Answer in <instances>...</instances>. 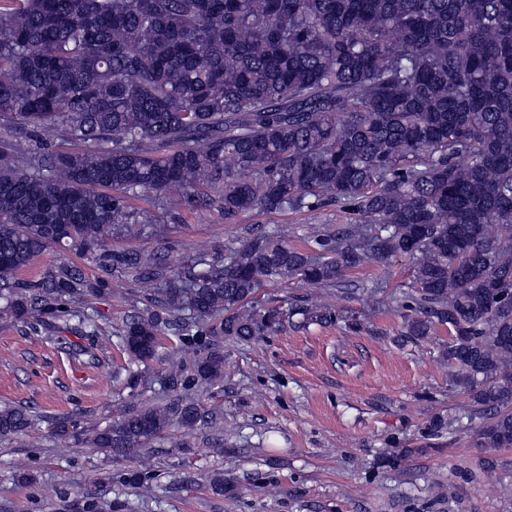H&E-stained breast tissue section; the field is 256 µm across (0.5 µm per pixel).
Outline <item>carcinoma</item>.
Returning <instances> with one entry per match:
<instances>
[{"instance_id":"1","label":"carcinoma","mask_w":512,"mask_h":512,"mask_svg":"<svg viewBox=\"0 0 512 512\" xmlns=\"http://www.w3.org/2000/svg\"><path fill=\"white\" fill-rule=\"evenodd\" d=\"M0 303L20 316L87 320L98 284L61 262L24 280L47 249L102 250L190 206L224 219L341 204L355 215L313 247L288 229L197 252L177 268L108 250L116 281L153 285L125 322L114 381L134 387L176 326L166 401L130 408L88 438L114 460L171 428L217 426L188 393L224 382V342L279 330L261 288L339 286L368 261L407 257L389 295L402 336L448 326L440 355L469 392L477 448L512 447V0H0ZM35 137L42 148L22 151ZM43 417L0 408V439ZM126 485L152 494L146 474Z\"/></svg>"}]
</instances>
